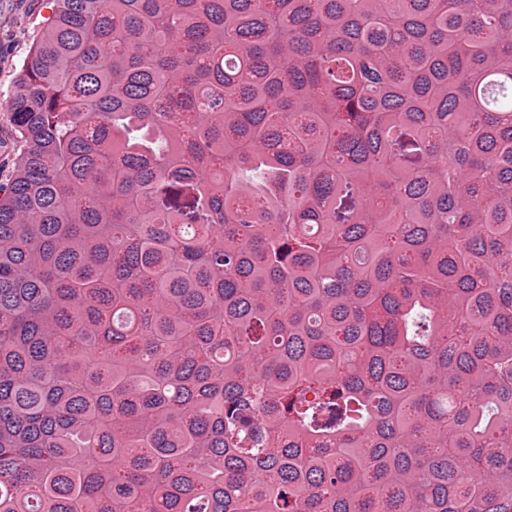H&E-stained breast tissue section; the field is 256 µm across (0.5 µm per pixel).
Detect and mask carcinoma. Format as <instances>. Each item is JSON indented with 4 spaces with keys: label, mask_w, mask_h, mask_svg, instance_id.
<instances>
[{
    "label": "carcinoma",
    "mask_w": 512,
    "mask_h": 512,
    "mask_svg": "<svg viewBox=\"0 0 512 512\" xmlns=\"http://www.w3.org/2000/svg\"><path fill=\"white\" fill-rule=\"evenodd\" d=\"M48 4L0 512H512V0Z\"/></svg>",
    "instance_id": "carcinoma-1"
}]
</instances>
